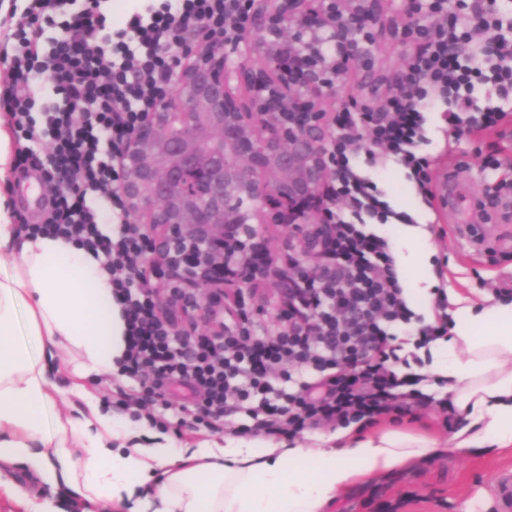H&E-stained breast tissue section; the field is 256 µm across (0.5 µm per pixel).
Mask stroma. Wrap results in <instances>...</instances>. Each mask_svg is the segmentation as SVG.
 Instances as JSON below:
<instances>
[{
    "mask_svg": "<svg viewBox=\"0 0 512 512\" xmlns=\"http://www.w3.org/2000/svg\"><path fill=\"white\" fill-rule=\"evenodd\" d=\"M413 19L410 0H385L384 32L372 71L354 73L336 98L327 102L328 111H341L351 97L377 109L385 106L404 81L407 62L416 51L415 43L403 35ZM453 109L452 103L440 101L428 114L426 150L433 158V203L421 200L401 166H389L378 182L391 207L412 216L426 244V263L401 271L410 287L424 291L413 310L429 314L428 290L440 284L450 298L448 315L456 324L464 318L456 297L483 306L512 298V121L494 133L457 140L445 121ZM490 153L500 162L497 178L505 187L499 206L487 220L478 201L486 193L482 163ZM83 385L84 395L92 396L103 410L138 428L126 407L127 389L114 384L111 375L89 376ZM443 394V387L425 385L414 403V418L404 421V429L449 440L462 420L445 418L440 412L437 401ZM506 477L512 478L511 457L448 451L395 475L355 484L337 499L331 512H502L498 484ZM25 482L16 470L0 475V512H84L83 504L60 487L32 488L23 500L9 495L11 484Z\"/></svg>",
    "mask_w": 512,
    "mask_h": 512,
    "instance_id": "1",
    "label": "stroma"
}]
</instances>
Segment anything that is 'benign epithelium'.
I'll return each instance as SVG.
<instances>
[{"mask_svg":"<svg viewBox=\"0 0 512 512\" xmlns=\"http://www.w3.org/2000/svg\"><path fill=\"white\" fill-rule=\"evenodd\" d=\"M231 63L224 43L195 34L172 87L126 140L121 194L144 228L143 265L174 322L224 336L225 288L235 295L275 259L267 236L288 225L295 275L318 265L332 172L326 101L368 67L383 0H262Z\"/></svg>","mask_w":512,"mask_h":512,"instance_id":"7a95c632","label":"benign epithelium"}]
</instances>
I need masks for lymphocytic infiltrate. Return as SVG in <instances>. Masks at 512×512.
I'll return each instance as SVG.
<instances>
[{
  "label": "lymphocytic infiltrate",
  "mask_w": 512,
  "mask_h": 512,
  "mask_svg": "<svg viewBox=\"0 0 512 512\" xmlns=\"http://www.w3.org/2000/svg\"><path fill=\"white\" fill-rule=\"evenodd\" d=\"M76 0H27L13 32L12 63L0 112L25 147L15 158L28 166L29 145L49 134L48 178L63 181L51 211L28 234L60 236L103 255L127 323V348L117 377L137 382L134 406H151L147 421L167 427L173 387L193 397L181 411L214 433L244 432L238 416L269 436H294L320 426L368 427L401 421L420 395V374L408 371L405 342L422 348L448 335V296L432 293V318L417 315L404 295L392 241L377 227L406 214L394 211L369 176L371 168L403 166L424 200H431L432 160L426 143V107L440 98L458 111L483 77L502 94L512 92V44L499 38L503 21L474 5L457 12L456 0H431L426 44L408 61L406 83L385 111L350 102L330 130L333 190L326 209L332 241L316 277L293 293L289 322L273 334L254 330L228 311L222 345L175 331L156 311L140 265L143 229L129 223L116 161L128 135L153 111L179 64L177 47L197 27L233 41L248 24L246 0H160L132 10L116 28L104 0L79 10ZM58 31L46 36L44 26ZM474 29L496 34L490 68L470 45ZM43 81L62 107L32 116L35 83ZM119 226L104 235L101 212Z\"/></svg>",
  "instance_id": "lymphocytic-infiltrate-1"
}]
</instances>
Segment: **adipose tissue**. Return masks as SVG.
<instances>
[{
    "label": "adipose tissue",
    "instance_id": "adipose-tissue-1",
    "mask_svg": "<svg viewBox=\"0 0 512 512\" xmlns=\"http://www.w3.org/2000/svg\"><path fill=\"white\" fill-rule=\"evenodd\" d=\"M125 349L100 257L61 237L24 234L0 198V471L24 467L29 482L67 487L93 512H133L145 485L158 512H328L357 479L444 450L422 433L349 427L313 433L312 451L271 439L190 445L129 429L90 400L77 413L51 414L53 367L78 391L87 376L116 370ZM430 352L465 420L453 450L512 449V301L467 304L464 322Z\"/></svg>",
    "mask_w": 512,
    "mask_h": 512
}]
</instances>
